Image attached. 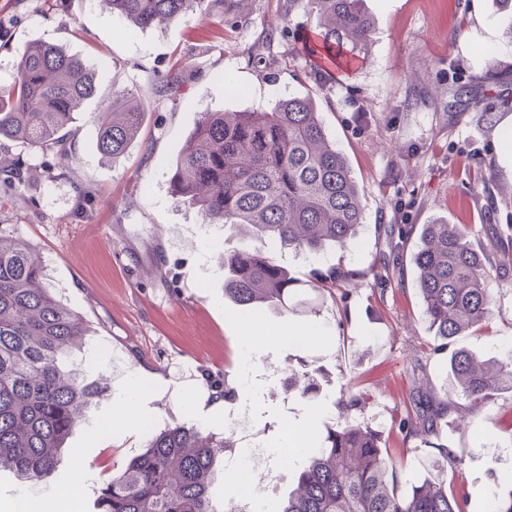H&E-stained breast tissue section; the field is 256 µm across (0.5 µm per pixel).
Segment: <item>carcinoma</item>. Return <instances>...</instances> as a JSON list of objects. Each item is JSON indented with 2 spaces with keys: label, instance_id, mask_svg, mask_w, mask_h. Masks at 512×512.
Masks as SVG:
<instances>
[{
  "label": "carcinoma",
  "instance_id": "obj_1",
  "mask_svg": "<svg viewBox=\"0 0 512 512\" xmlns=\"http://www.w3.org/2000/svg\"><path fill=\"white\" fill-rule=\"evenodd\" d=\"M112 12L139 30L172 22L206 0H107ZM318 16L330 64L348 51L365 53L373 31L363 0H306ZM170 100L181 95L177 76L157 77ZM97 92L83 58L49 42H31L19 53L18 78L0 95V140L31 149H66L74 114ZM109 119L97 135L99 154L112 158L138 139L143 108L129 92H113ZM178 202L199 210L208 224L230 234L251 229L281 247L319 256L329 246L348 249L362 224L363 205L346 155L330 142L309 97L288 96L270 109L204 112L173 167ZM411 261L429 329L450 350L448 368L456 395L478 414L512 392V350L483 357L453 340L475 331L492 314L489 260L462 224H423ZM351 274L332 266L313 274L310 286L347 283ZM300 281L271 257L249 250L224 255V298L246 309L286 310ZM80 316L44 285L42 261L27 242L0 234V471L33 487L44 486L59 464L63 444L99 387L67 358L85 344ZM308 365L291 368L288 390L305 396ZM212 396L229 399L225 379L208 374ZM365 394L348 385L340 400L349 410ZM412 412L398 423L407 437L428 436L456 405L436 402L426 384L412 391ZM378 431L347 422L327 431L320 445L295 460L296 489L272 512H466L445 476L400 489L395 463ZM229 447L224 436L194 423L149 430L143 451L99 491L97 512H219L211 493L214 464ZM493 512H512V481L491 493Z\"/></svg>",
  "mask_w": 512,
  "mask_h": 512
}]
</instances>
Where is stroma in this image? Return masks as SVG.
I'll return each mask as SVG.
<instances>
[{"label":"stroma","instance_id":"obj_1","mask_svg":"<svg viewBox=\"0 0 512 512\" xmlns=\"http://www.w3.org/2000/svg\"><path fill=\"white\" fill-rule=\"evenodd\" d=\"M375 25L365 59L320 70L305 47L319 31L315 13L288 0L217 5L144 31L104 0H0V92L17 78L18 54L44 40L80 55L98 95L76 115L65 151L0 142V158L24 161V177L0 188V233L39 253L46 284L77 311L89 343L74 359L104 390L69 436L47 501L84 470L80 512H96L98 488L144 447L148 426L187 420L203 401L207 428L224 431V404L208 399L202 371L223 375L248 410V427L264 450L250 472L269 500L297 486L293 465L277 456L282 441L308 430L368 422L383 432L401 489L435 479L439 448L463 451L460 486L467 512H485L492 491L512 482V393L501 394L473 422L448 416L439 433L407 437L397 428L417 376L437 395L452 392L447 355L429 349L428 330L410 256L417 236L394 225L444 220L466 225L477 246L512 236V156L497 148V125L512 114V37L496 0H364ZM180 69L178 106L155 77ZM233 78L228 90L225 78ZM132 90L144 108L139 139L116 160L95 149L104 96ZM311 96L329 140L347 156L363 205L353 246L318 258L282 251L253 234L230 237L177 204L169 169L205 112H250L291 96ZM248 248L276 258L306 281L314 269L357 271L346 300L304 289V306L250 311L224 297L222 253ZM389 265L388 279L369 268ZM493 314L455 347L484 355L512 341V267L491 276ZM259 323L267 339L251 356L245 336ZM110 354L98 357L99 350ZM265 375L262 389L239 376L244 362ZM305 361L320 367V392H285L283 370ZM132 377L143 396L110 422L113 389ZM366 393L365 407L341 414L347 384ZM98 436H90L94 424Z\"/></svg>","mask_w":512,"mask_h":512}]
</instances>
